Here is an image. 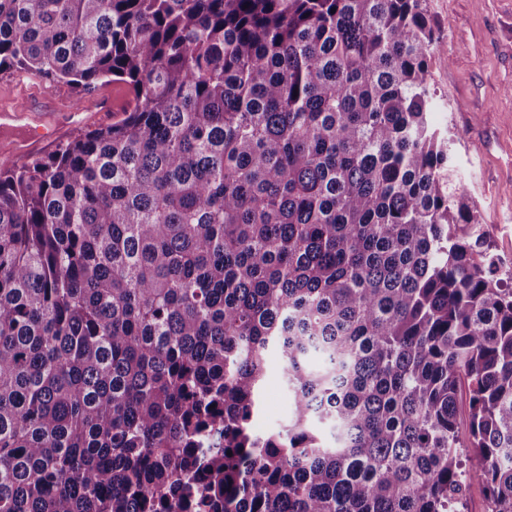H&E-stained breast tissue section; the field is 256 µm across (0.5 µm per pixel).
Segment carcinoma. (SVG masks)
<instances>
[{"label": "carcinoma", "instance_id": "1", "mask_svg": "<svg viewBox=\"0 0 512 512\" xmlns=\"http://www.w3.org/2000/svg\"><path fill=\"white\" fill-rule=\"evenodd\" d=\"M438 49L427 0H0V73L132 95L0 170V512H512V271ZM289 412L288 396L282 384L281 364L272 358L267 370L260 409L254 419L255 431L262 433L282 426L287 422Z\"/></svg>", "mask_w": 512, "mask_h": 512}]
</instances>
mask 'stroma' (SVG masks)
Wrapping results in <instances>:
<instances>
[{"label":"stroma","instance_id":"obj_1","mask_svg":"<svg viewBox=\"0 0 512 512\" xmlns=\"http://www.w3.org/2000/svg\"><path fill=\"white\" fill-rule=\"evenodd\" d=\"M442 51L431 60L438 126L447 128L450 155L462 188L487 226L493 246L512 264V0H428ZM112 106L99 116L88 112L71 123L54 113L57 137L37 145L32 157L53 154L78 133L124 116L131 94L125 84L106 83L97 90ZM290 412L281 364L271 360L256 432L285 424Z\"/></svg>","mask_w":512,"mask_h":512}]
</instances>
